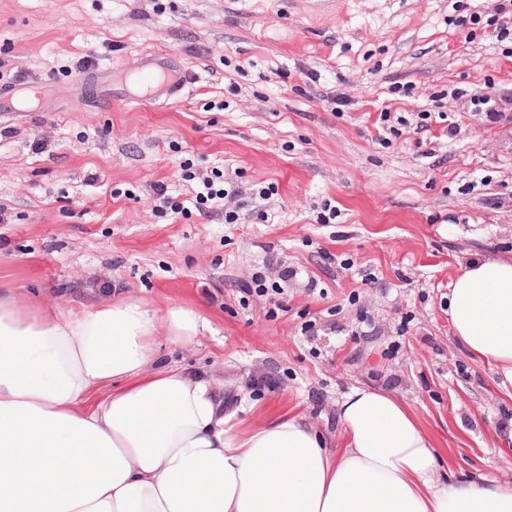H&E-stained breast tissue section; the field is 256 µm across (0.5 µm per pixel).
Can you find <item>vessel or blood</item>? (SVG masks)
Wrapping results in <instances>:
<instances>
[{
	"mask_svg": "<svg viewBox=\"0 0 512 512\" xmlns=\"http://www.w3.org/2000/svg\"><path fill=\"white\" fill-rule=\"evenodd\" d=\"M191 77V71L167 54H158L142 60L131 72L103 73L90 67L81 72L78 82L92 86L94 101L99 108L110 109L114 94L111 83L134 84L138 90L137 100L172 97L182 90Z\"/></svg>",
	"mask_w": 512,
	"mask_h": 512,
	"instance_id": "vessel-or-blood-1",
	"label": "vessel or blood"
}]
</instances>
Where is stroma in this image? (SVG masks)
<instances>
[{
  "label": "stroma",
  "mask_w": 512,
  "mask_h": 512,
  "mask_svg": "<svg viewBox=\"0 0 512 512\" xmlns=\"http://www.w3.org/2000/svg\"><path fill=\"white\" fill-rule=\"evenodd\" d=\"M502 8L0 0V84L44 88L35 111L0 116V282L66 310L105 287L196 309L207 329L162 343L159 363L213 373L244 426L297 413L339 448L337 402L384 389L441 475L511 479L512 388L448 320L461 263L512 257V36L486 25ZM157 50L195 75L166 102L102 111L72 84L81 61L129 70ZM384 109L407 123L382 146ZM187 163L237 185L236 223L197 209ZM259 279L278 295L244 296Z\"/></svg>",
  "instance_id": "stroma-1"
}]
</instances>
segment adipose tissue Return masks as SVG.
Segmentation results:
<instances>
[{"mask_svg":"<svg viewBox=\"0 0 512 512\" xmlns=\"http://www.w3.org/2000/svg\"><path fill=\"white\" fill-rule=\"evenodd\" d=\"M453 337L512 383V258L452 284ZM204 326L129 297L61 310L0 284V512H512V481L439 477L393 394L338 405L346 445L301 416L243 429L208 372L156 367Z\"/></svg>","mask_w":512,"mask_h":512,"instance_id":"ef3b65f1","label":"adipose tissue"}]
</instances>
